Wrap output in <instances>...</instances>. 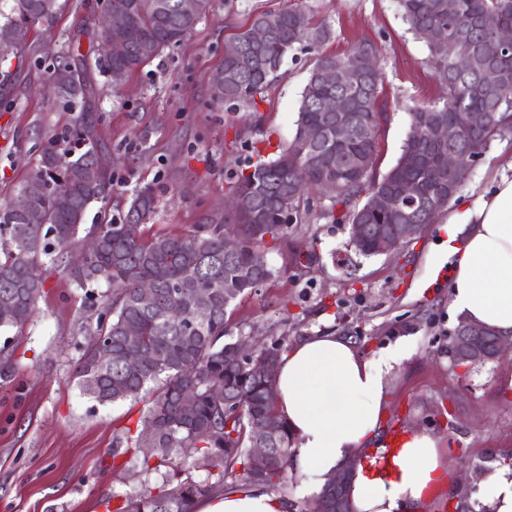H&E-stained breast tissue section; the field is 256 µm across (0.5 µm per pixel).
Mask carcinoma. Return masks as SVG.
<instances>
[{"mask_svg": "<svg viewBox=\"0 0 512 512\" xmlns=\"http://www.w3.org/2000/svg\"><path fill=\"white\" fill-rule=\"evenodd\" d=\"M125 24L142 34L144 43L131 45L119 60L96 61L105 72L122 68L131 74L160 53L190 36L211 0H199L200 12L190 17L178 9L180 0H127ZM409 30L426 45L444 96L409 112V131L396 164L385 174L374 172L377 134L386 112L379 101L381 70L375 49L359 44L344 56L316 59L301 93L295 137L276 159H259L235 175L233 195L247 208L262 211L266 231L253 237L244 211H230L222 224H200L192 235H154L127 238L121 225L93 224L99 251L81 262L62 267L81 289L105 283L112 289L97 317L75 368L81 390L106 404L149 397L138 429L128 426L113 432L112 465L137 468L140 489L117 500L113 512H195V505L233 488L262 486L272 491L288 478L292 438L286 423L275 436L264 432L263 420L277 413L275 379L265 371V360L278 362L282 344L273 342L262 353L244 361L236 355V342L224 341L230 306L272 276L271 268L252 277L243 274L251 263L249 250L224 255V230L236 226L252 249L263 251L268 242L288 236L280 215L299 214L300 201L312 190L333 183L330 208L321 218L333 224H430L432 205L444 211L456 195L448 171L438 166L440 156L454 151L479 159L492 137L512 129V55L496 41V30L512 25V0H457V12L448 15V0H399ZM58 0H0V29L14 32V41L0 46V100L9 104L18 96L19 76L41 35L42 19L55 17ZM265 25L269 40L260 48L250 41L251 29ZM329 24H315L307 5L298 3L276 11L258 13L250 27L224 43V86H213L218 101L241 104L258 111V98L284 74L290 53L299 46L320 45L330 39ZM455 42L468 59L464 68L441 57L440 43ZM69 68L74 81L60 98L80 108L69 129L68 145L50 137L40 158L17 192L32 191L31 205L44 222L30 224L25 214L10 205L0 206V331L20 328L15 308L31 313L41 297L44 282L28 279L33 265H55L60 256L79 242L91 205L112 192V173H90L92 154L104 149L93 112L99 90L87 76L88 63H73L57 56L50 80ZM327 69L342 70L344 79L332 86L322 80ZM336 96L342 115L334 119L323 109L324 99ZM472 116L458 138L440 144L430 136L442 120ZM349 125L342 143L328 137L307 145L311 126L327 129L336 121ZM410 186V198H401L390 212L373 205L381 193H395ZM153 187L135 190L126 220L144 224L155 212ZM153 283L155 305L139 302V286ZM182 303V315L168 310ZM112 344V362L95 360L100 338ZM131 348L144 349L148 358L138 367L126 363ZM194 396L185 411L182 397ZM153 436H142L144 429ZM263 440L271 448L266 459H257L251 448ZM198 461L205 475L196 477L191 464Z\"/></svg>", "mask_w": 512, "mask_h": 512, "instance_id": "carcinoma-1", "label": "carcinoma"}]
</instances>
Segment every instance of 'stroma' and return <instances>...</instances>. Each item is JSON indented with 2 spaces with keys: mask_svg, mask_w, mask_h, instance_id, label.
Wrapping results in <instances>:
<instances>
[{
  "mask_svg": "<svg viewBox=\"0 0 512 512\" xmlns=\"http://www.w3.org/2000/svg\"><path fill=\"white\" fill-rule=\"evenodd\" d=\"M289 0H213L188 41L164 49L149 65L113 86L91 69L102 95L98 130L112 171V192L91 205L86 221L122 223L131 191L157 188V208L145 234H193L224 214L235 175L253 145L274 158L296 131L299 101L321 54L348 53L372 43L382 68L380 101L388 111L377 139V174L401 154L409 110L444 94L425 44L409 31L398 0H306L315 21L330 24V40L301 48L286 62L256 116L212 98V76L224 62V42L261 11ZM60 8L37 53L20 76L11 107H0V203L36 164L48 134L63 135L74 114L40 92L54 58L67 52L73 31L105 0H58ZM512 172V132L495 135L460 189L468 196ZM330 201L311 194L288 237L268 252L272 277L237 303L228 332L292 348L333 333L351 340L369 360L394 349L403 356L387 378L384 426L404 434L423 428L448 450V474L470 471L477 494L484 470L512 464V352L452 371L448 339L459 323L451 310L438 216L419 238L393 254L365 257L350 245V227L320 219ZM312 261L294 265L295 252ZM37 310L20 329L0 332V357L13 373L0 382V512H112L115 496L134 493L139 480L112 469L113 430L139 418L147 400L102 404L83 395L75 366L106 303V287L82 290L62 273H46Z\"/></svg>",
  "mask_w": 512,
  "mask_h": 512,
  "instance_id": "stroma-1",
  "label": "stroma"
}]
</instances>
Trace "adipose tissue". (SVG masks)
<instances>
[{"instance_id": "1", "label": "adipose tissue", "mask_w": 512, "mask_h": 512, "mask_svg": "<svg viewBox=\"0 0 512 512\" xmlns=\"http://www.w3.org/2000/svg\"><path fill=\"white\" fill-rule=\"evenodd\" d=\"M452 310L464 320L512 336V177L500 176L448 215ZM401 358L392 351L365 359L347 339L311 336L284 352L277 365L276 404L293 439L297 468L325 482L353 455L349 497L354 512H423L446 474L438 438L412 430L401 438L382 427L387 377ZM476 500L484 512H512V467L488 470ZM196 512H290L287 500L262 487L228 492Z\"/></svg>"}]
</instances>
